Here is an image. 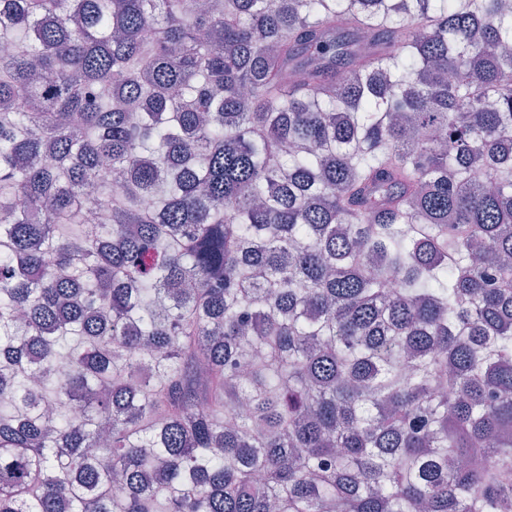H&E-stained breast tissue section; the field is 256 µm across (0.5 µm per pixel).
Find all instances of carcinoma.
<instances>
[{
	"label": "carcinoma",
	"instance_id": "1",
	"mask_svg": "<svg viewBox=\"0 0 512 512\" xmlns=\"http://www.w3.org/2000/svg\"><path fill=\"white\" fill-rule=\"evenodd\" d=\"M2 39L0 512H512V0Z\"/></svg>",
	"mask_w": 512,
	"mask_h": 512
}]
</instances>
